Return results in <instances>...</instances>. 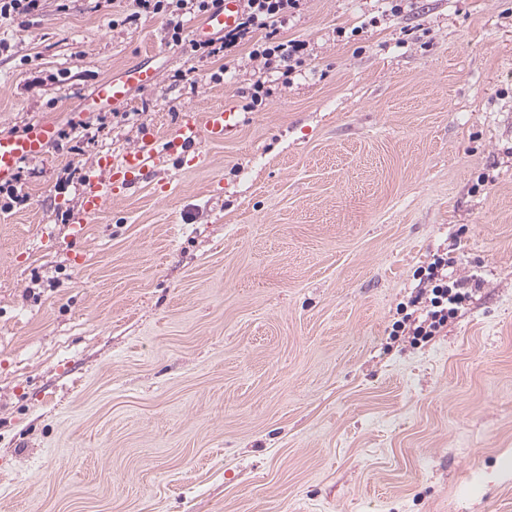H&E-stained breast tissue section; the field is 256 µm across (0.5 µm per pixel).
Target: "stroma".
I'll list each match as a JSON object with an SVG mask.
<instances>
[{
  "label": "stroma",
  "instance_id": "1",
  "mask_svg": "<svg viewBox=\"0 0 512 512\" xmlns=\"http://www.w3.org/2000/svg\"><path fill=\"white\" fill-rule=\"evenodd\" d=\"M390 8L301 0L284 82L244 50L214 82L129 0L0 22V135L71 133L0 195V512H512V0ZM219 106L234 139L82 220L100 157ZM437 254L471 304L392 337ZM160 81V69L145 61L124 68L117 76L100 81L85 95L83 112L111 110L126 100L132 89L154 86Z\"/></svg>",
  "mask_w": 512,
  "mask_h": 512
}]
</instances>
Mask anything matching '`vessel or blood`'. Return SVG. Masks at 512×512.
I'll use <instances>...</instances> for the list:
<instances>
[{"label":"vessel or blood","instance_id":"1","mask_svg":"<svg viewBox=\"0 0 512 512\" xmlns=\"http://www.w3.org/2000/svg\"><path fill=\"white\" fill-rule=\"evenodd\" d=\"M245 0H224L222 6L211 12L193 30L195 39L205 40L223 33L238 22ZM160 81V70L145 61H138L124 68L116 76L100 81L85 95L82 109L86 112H102L116 107L126 100L132 89L149 87ZM240 121L235 110L215 108L197 115L185 114L182 122L173 130L166 143L167 151L188 148L200 140L221 143L233 139L239 132ZM58 137L53 122L42 121L29 126L23 133L0 136V182L11 181L20 161L42 156L45 148ZM157 142L146 137L142 145L126 153L121 161L101 160L107 175L88 180L82 191V223L73 225L74 237H81L84 220L97 216L112 200L136 178L149 172L150 161L156 156Z\"/></svg>","mask_w":512,"mask_h":512}]
</instances>
